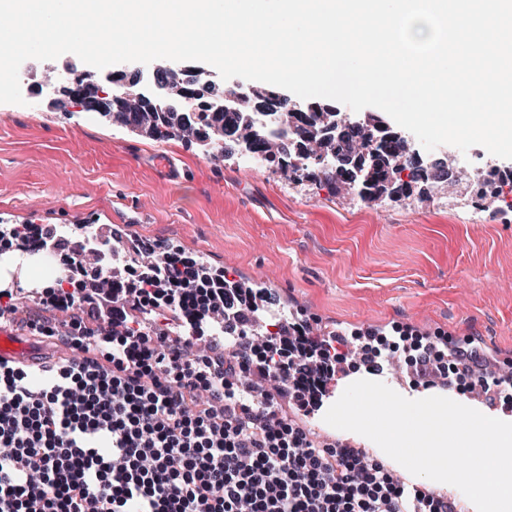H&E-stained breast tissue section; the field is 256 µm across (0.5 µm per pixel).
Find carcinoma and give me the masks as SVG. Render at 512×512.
Segmentation results:
<instances>
[{
    "label": "carcinoma",
    "instance_id": "carcinoma-1",
    "mask_svg": "<svg viewBox=\"0 0 512 512\" xmlns=\"http://www.w3.org/2000/svg\"><path fill=\"white\" fill-rule=\"evenodd\" d=\"M197 82H204L200 72L170 73L163 83L165 102L161 105L133 91L104 107V115L160 142L176 137L203 144L226 139L232 149L262 154L290 179L324 182L337 194L355 191L367 202H398L413 192V185H429L435 171L440 172L442 181L459 183L458 168L427 162L405 134L387 128L375 115L336 129L331 126L336 114L323 111L324 103L317 101L311 112L288 114L286 129L277 132L268 124L251 120L257 107L285 109L276 89L257 88L241 105L228 110L220 106L224 93L207 87L197 99L198 111L186 112L181 102ZM97 93L98 86L91 84L90 75L85 73L76 80V88L60 93L57 102L63 106L79 98L87 107L97 109ZM375 140L380 144L373 157L366 149ZM493 173L497 179L472 183L481 202L498 199L500 184L512 182V170L495 169Z\"/></svg>",
    "mask_w": 512,
    "mask_h": 512
}]
</instances>
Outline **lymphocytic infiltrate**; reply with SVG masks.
<instances>
[{
  "label": "lymphocytic infiltrate",
  "mask_w": 512,
  "mask_h": 512,
  "mask_svg": "<svg viewBox=\"0 0 512 512\" xmlns=\"http://www.w3.org/2000/svg\"><path fill=\"white\" fill-rule=\"evenodd\" d=\"M4 239L72 266L45 302L74 328L95 310L103 341L83 331L41 379L0 363V512H457L283 417L282 397L315 404L341 362L309 323L216 355L225 314L245 327L255 313L223 269L146 242L144 262L108 276L102 249L54 226L6 224ZM136 309L176 313L179 335L130 328Z\"/></svg>",
  "instance_id": "1"
}]
</instances>
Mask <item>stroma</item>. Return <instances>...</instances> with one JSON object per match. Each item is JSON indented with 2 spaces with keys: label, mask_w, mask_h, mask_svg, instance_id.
I'll return each mask as SVG.
<instances>
[{
  "label": "stroma",
  "mask_w": 512,
  "mask_h": 512,
  "mask_svg": "<svg viewBox=\"0 0 512 512\" xmlns=\"http://www.w3.org/2000/svg\"><path fill=\"white\" fill-rule=\"evenodd\" d=\"M74 54L46 62L42 94L20 71L24 104L0 103V225L105 224L173 244L257 281L268 307L316 335L409 327L455 352L476 344L512 368V207H469L437 191L373 208L275 167L183 139L136 135L75 104L48 108ZM176 170L165 175L157 158Z\"/></svg>",
  "instance_id": "1"
}]
</instances>
